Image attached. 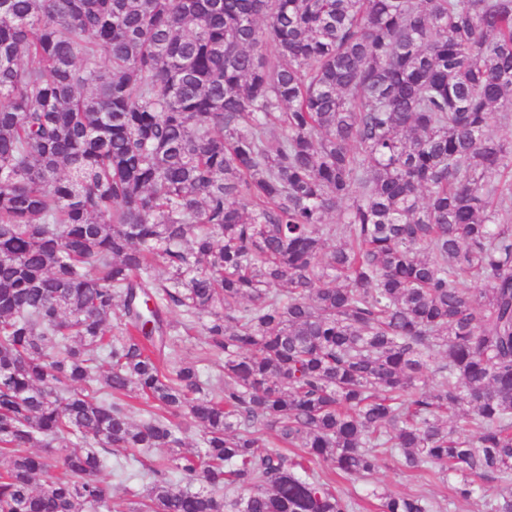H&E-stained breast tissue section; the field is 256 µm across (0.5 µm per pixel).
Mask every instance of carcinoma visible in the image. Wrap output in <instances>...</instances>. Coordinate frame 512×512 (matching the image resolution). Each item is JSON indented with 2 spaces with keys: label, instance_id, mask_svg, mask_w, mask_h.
Wrapping results in <instances>:
<instances>
[{
  "label": "carcinoma",
  "instance_id": "obj_1",
  "mask_svg": "<svg viewBox=\"0 0 512 512\" xmlns=\"http://www.w3.org/2000/svg\"><path fill=\"white\" fill-rule=\"evenodd\" d=\"M508 111L512 0H0V512H512ZM339 480V479H338ZM339 485L353 495L366 496L369 489L377 486L378 493L401 495L414 493L419 489L415 473L402 468L396 459H387L381 463L371 484L339 480ZM427 489L434 499L437 512H491L488 499L474 498L470 501H462L454 497L453 491L448 486L439 483Z\"/></svg>",
  "mask_w": 512,
  "mask_h": 512
}]
</instances>
